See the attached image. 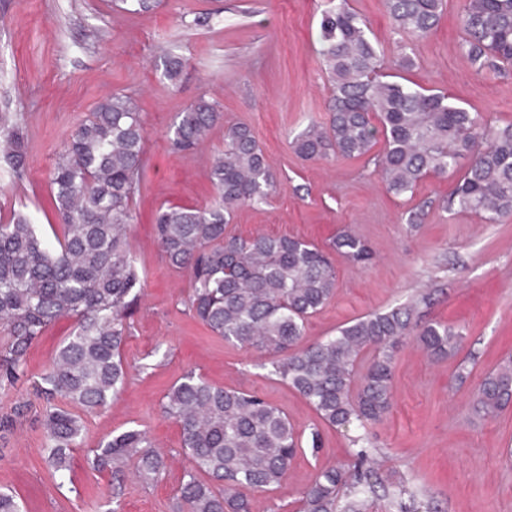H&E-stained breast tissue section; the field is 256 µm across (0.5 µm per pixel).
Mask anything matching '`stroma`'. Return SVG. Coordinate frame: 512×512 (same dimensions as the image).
<instances>
[{
    "mask_svg": "<svg viewBox=\"0 0 512 512\" xmlns=\"http://www.w3.org/2000/svg\"><path fill=\"white\" fill-rule=\"evenodd\" d=\"M448 0L438 28L416 40L413 82L448 93L485 122L512 123V71H477L461 48L457 15ZM382 43L385 61L399 58L382 0H351ZM325 0H158L148 12L113 10L110 0H0V111L21 114L28 178L13 183L0 168V217L22 213L40 231L56 218L48 174L76 125L112 91L131 96L147 128L145 172L134 200L137 221L128 242L144 277L123 345L129 367L123 394L88 416L81 448L63 486H55L36 417L33 392L72 323H56L33 345L26 373L0 388V415L16 402L31 418L0 438V488L24 512H173L189 466L178 425L161 409L164 394L192 371L209 382L252 391L281 408L300 431L316 423L310 404L269 376L263 356L225 344L189 312L186 273L171 270L155 238L153 217L164 203L207 208L215 192L210 163L224 147L213 129L191 154L173 152L167 131L198 97L218 102L225 123L251 127L275 177L267 202L243 206L232 221L243 237L258 233L300 237L326 246L343 227L370 245L359 266L335 257V298L306 325L305 342L334 334L341 324L433 293L427 319L463 334L457 357L436 361L406 340L394 370L392 407L370 426L380 450L373 465L396 474L439 512H512V405L473 418L470 401L482 377L512 357V217L485 224L449 205L456 178H429L413 195H394L358 161H305L290 141L328 116L329 90L317 43ZM182 57L176 81L164 74L162 51ZM136 428L167 457L162 480L125 476L86 463L88 449L109 434ZM350 435L322 430L318 454H298L282 486L248 491L252 512H298L317 470L352 461Z\"/></svg>",
    "mask_w": 512,
    "mask_h": 512,
    "instance_id": "1",
    "label": "stroma"
}]
</instances>
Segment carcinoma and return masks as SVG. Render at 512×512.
I'll return each mask as SVG.
<instances>
[{
    "mask_svg": "<svg viewBox=\"0 0 512 512\" xmlns=\"http://www.w3.org/2000/svg\"><path fill=\"white\" fill-rule=\"evenodd\" d=\"M113 5L148 12L156 0H113ZM383 5L391 29L414 41L436 29L447 0H383ZM459 21L472 64L480 70L512 68V0H466ZM319 42L329 115L293 138L297 155L371 165L396 195L459 170L450 204L486 224L512 217L511 124L494 127L447 94L409 80L404 73L414 59L406 52L400 72H387L381 46L350 0H328ZM183 67L181 57L164 55L168 80ZM223 121L219 104L199 97L178 113L171 148L193 152ZM145 137L132 97L108 94L73 131L50 174L51 204L61 220L54 242L22 214L0 221V384L18 381L30 347L58 320L74 321L36 385L45 401L47 462L59 486L81 445L86 417L116 398L128 381L122 346L143 288L128 231L136 222L133 201L143 187ZM0 159L13 182L27 178L17 114H0ZM210 180L216 199L209 209L162 206L153 219L168 266L189 276L193 317L224 343L266 354L270 375L305 398L322 424L362 430L351 438L353 462L320 469L304 492L301 512H373L376 488L386 483L397 512H431L430 503L405 481L371 466L364 429L390 410L397 354L407 337L442 359L459 349L463 336L440 322L423 321L422 309L432 301L425 292L345 322L331 336L303 342L309 318L336 295L330 254L298 237L244 238L230 229L239 207L265 202L274 188L248 125L224 127V150L211 162ZM330 248L357 264L373 258L349 227L336 233ZM511 403L508 358L479 383L472 413L493 416ZM162 411L179 425L191 459L174 512H251L242 490L276 489L302 450V434L280 408L255 392L216 386L192 371L170 387ZM27 412V404H16L0 418V431H10ZM90 452L92 469L108 470L116 479L130 466L144 481H157L166 472V457L137 429L112 434Z\"/></svg>",
    "mask_w": 512,
    "mask_h": 512,
    "instance_id": "carcinoma-1",
    "label": "carcinoma"
}]
</instances>
